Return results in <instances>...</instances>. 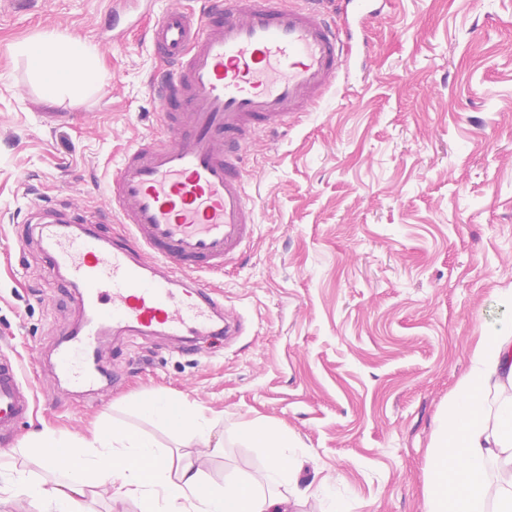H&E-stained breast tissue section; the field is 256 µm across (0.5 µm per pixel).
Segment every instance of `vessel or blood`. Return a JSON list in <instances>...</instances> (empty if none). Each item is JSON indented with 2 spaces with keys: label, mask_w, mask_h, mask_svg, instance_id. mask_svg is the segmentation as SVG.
<instances>
[{
  "label": "vessel or blood",
  "mask_w": 512,
  "mask_h": 512,
  "mask_svg": "<svg viewBox=\"0 0 512 512\" xmlns=\"http://www.w3.org/2000/svg\"><path fill=\"white\" fill-rule=\"evenodd\" d=\"M388 2L344 0L339 21L314 0H205L196 11L156 15L150 45L168 69L152 91L167 138L142 139L124 153L107 182V210L43 211L36 222L48 269L83 309L57 355L73 389H100L98 349L109 332L231 333L223 303L199 274L223 269L252 236L240 151L335 88L364 22ZM114 220L126 235L102 232ZM33 401L19 364L1 355L0 433Z\"/></svg>",
  "instance_id": "1"
}]
</instances>
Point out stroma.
I'll return each mask as SVG.
<instances>
[{
    "mask_svg": "<svg viewBox=\"0 0 512 512\" xmlns=\"http://www.w3.org/2000/svg\"><path fill=\"white\" fill-rule=\"evenodd\" d=\"M172 1L202 2L128 0L113 48L112 0H0V351L37 397L0 450L32 480L48 473L19 447L41 431L88 437L111 422L201 452L138 407L167 395L204 409L224 442L208 483L265 464L240 436L264 421L298 445L290 512H317L327 485L345 512H424L435 420L479 338L512 321L500 298L512 289V0H392L336 90L243 151L253 238L201 274L240 334L191 349L103 337L112 382L81 396L55 367L79 302L52 284L25 218L38 204L105 209L122 153L164 135L148 30ZM46 35L95 48L103 85L44 98L13 48Z\"/></svg>",
    "mask_w": 512,
    "mask_h": 512,
    "instance_id": "obj_1",
    "label": "stroma"
}]
</instances>
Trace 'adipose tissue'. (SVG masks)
Wrapping results in <instances>:
<instances>
[{
  "mask_svg": "<svg viewBox=\"0 0 512 512\" xmlns=\"http://www.w3.org/2000/svg\"><path fill=\"white\" fill-rule=\"evenodd\" d=\"M45 97H76L99 85L98 55L76 41L50 36L16 45ZM158 425L208 441L202 410L158 396L146 406ZM244 438L262 448L265 466L218 487L204 479L203 459L178 461L169 449L126 428L101 424L91 437L51 432L29 437L26 452L66 475L63 483L26 481L38 512H77L103 484L116 499H134L149 512H288L283 490L295 480L292 442L269 424H250ZM512 512V323L482 336L459 392L436 420L424 487L425 512Z\"/></svg>",
  "mask_w": 512,
  "mask_h": 512,
  "instance_id": "1",
  "label": "adipose tissue"
}]
</instances>
